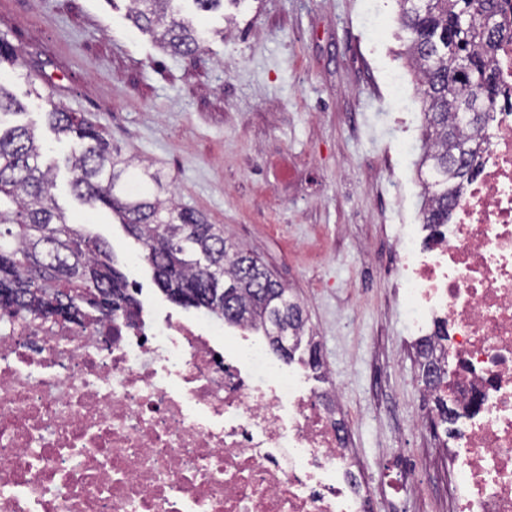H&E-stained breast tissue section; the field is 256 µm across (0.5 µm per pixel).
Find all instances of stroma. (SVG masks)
<instances>
[{
	"mask_svg": "<svg viewBox=\"0 0 512 512\" xmlns=\"http://www.w3.org/2000/svg\"><path fill=\"white\" fill-rule=\"evenodd\" d=\"M128 0H0V36L26 62L6 85L25 97L28 124L59 162L55 198L107 242L115 265L166 304L142 246L107 212L86 217L70 193V151L45 123L49 103L91 117L113 147L161 173L175 201L224 227L298 297L320 358L351 414V433L374 485L386 457L405 452L437 479L435 449L411 431L423 385L414 343L375 253L421 221L418 145L424 115L403 54L394 0H242L201 14L223 27L203 53L164 52L128 16ZM37 81H29V72ZM410 102H393L390 74ZM412 141L414 152L397 153Z\"/></svg>",
	"mask_w": 512,
	"mask_h": 512,
	"instance_id": "obj_1",
	"label": "stroma"
}]
</instances>
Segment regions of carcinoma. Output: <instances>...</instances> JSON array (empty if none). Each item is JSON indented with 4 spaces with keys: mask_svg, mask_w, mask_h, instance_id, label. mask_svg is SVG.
<instances>
[{
    "mask_svg": "<svg viewBox=\"0 0 512 512\" xmlns=\"http://www.w3.org/2000/svg\"><path fill=\"white\" fill-rule=\"evenodd\" d=\"M174 2L130 0L128 16L170 52L195 55L205 39L191 22L167 20ZM396 2L422 85V221L446 224L455 197L480 167L478 132L499 91L493 58L506 27L497 21V0ZM17 66V48L0 36V70ZM459 90L483 117L464 122L448 110V99ZM24 113L26 106L0 82V308L39 315L46 296L55 294L68 301L76 325L90 311L118 318L136 303L127 277L115 267L109 245L86 234L58 205L54 169L44 163L34 131L25 124L3 126L2 117ZM45 118L71 144L72 194L89 215L108 210L141 243L156 284L173 303L232 326L248 324L266 337L280 325L301 343V305L257 257L224 238V229L203 214L161 200L165 185L158 173L113 151L81 113L52 103Z\"/></svg>",
    "mask_w": 512,
    "mask_h": 512,
    "instance_id": "1",
    "label": "carcinoma"
}]
</instances>
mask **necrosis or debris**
Listing matches in <instances>:
<instances>
[{
	"label": "necrosis or debris",
	"instance_id": "1",
	"mask_svg": "<svg viewBox=\"0 0 512 512\" xmlns=\"http://www.w3.org/2000/svg\"><path fill=\"white\" fill-rule=\"evenodd\" d=\"M494 66L478 178L450 223L405 227L379 260L407 332L446 353L425 394L456 411L450 512H512V42ZM346 424L336 384L313 386L246 325L0 309V512H366L376 488Z\"/></svg>",
	"mask_w": 512,
	"mask_h": 512
}]
</instances>
